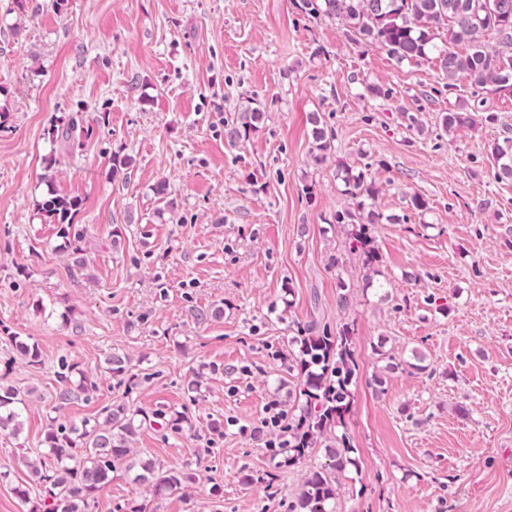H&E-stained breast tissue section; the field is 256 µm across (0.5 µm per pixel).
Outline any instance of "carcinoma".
Returning a JSON list of instances; mask_svg holds the SVG:
<instances>
[{
    "mask_svg": "<svg viewBox=\"0 0 512 512\" xmlns=\"http://www.w3.org/2000/svg\"><path fill=\"white\" fill-rule=\"evenodd\" d=\"M297 8L313 17L342 24L352 40L363 45H379L396 63L430 59L455 88L459 75L467 77L470 97L448 111L442 125L447 128L474 124L484 106V94L512 92V0H295ZM447 28L445 39L439 30ZM263 112L247 105L237 117L224 122V139L231 145L246 142L259 129ZM312 159L320 164L332 152L335 134L323 124L319 114L312 115ZM77 124L69 120L47 130L51 144L70 141ZM492 156L499 180H512V138L495 144ZM336 176L352 206L336 214V223L351 226L350 250L362 267L379 273L381 256L370 234V226L379 223L377 210L380 188L374 176L357 173L344 164L337 165ZM79 199L51 193L37 203L45 223L56 225V234L75 255L76 267L85 266L81 257L85 229L73 223ZM294 350L288 354V373L299 380L296 399L299 414L288 423V447L283 449V463L294 466L314 451L317 440L341 424L352 396L350 386L358 371L353 330L345 326L336 333L310 321L296 323V335L290 338ZM17 353L31 366L41 364L39 347L14 341ZM109 371L118 383L125 382L127 360L120 355L108 359ZM67 365L57 373L61 386L55 400L64 405L85 392L93 383L82 376L77 388L69 386ZM33 390L0 382V434L17 435L23 424V411ZM162 419L166 427L178 432L188 422L184 412L166 415L153 412H130L126 405H111L102 418L85 419L69 427L50 418L45 435L47 453L27 464L33 484L42 488L33 497L28 487L15 488L26 512H91L95 494L109 482L118 464L140 469L136 479L158 491L182 488L187 475L166 469L155 460L140 456L132 447L139 431ZM349 437H335L329 449L330 463L309 474L302 489L288 503V512H335L337 475L358 463Z\"/></svg>",
    "mask_w": 512,
    "mask_h": 512,
    "instance_id": "1",
    "label": "carcinoma"
}]
</instances>
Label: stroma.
Masks as SVG:
<instances>
[{
	"label": "stroma",
	"mask_w": 512,
	"mask_h": 512,
	"mask_svg": "<svg viewBox=\"0 0 512 512\" xmlns=\"http://www.w3.org/2000/svg\"><path fill=\"white\" fill-rule=\"evenodd\" d=\"M470 92L292 0H0V375L33 391L21 432L0 435V512H23L15 489L49 418L119 403L187 413L189 430L147 426L134 446L188 479L155 494L117 469L93 512H288L326 443L288 467L262 423L269 402L297 411L283 357L311 320L350 325L359 363L342 426L359 466L339 476L336 512H512V181L490 152L512 137V94H487L496 122L444 128ZM251 98L264 121L229 145L224 121ZM314 112L336 131L319 165ZM72 118L92 137L50 145ZM340 163L383 187L379 274L333 221L351 205ZM52 190L81 200L84 268L37 213ZM12 333L38 343L40 366ZM113 354L135 385L112 378ZM64 363L97 388L60 407Z\"/></svg>",
	"instance_id": "1"
}]
</instances>
